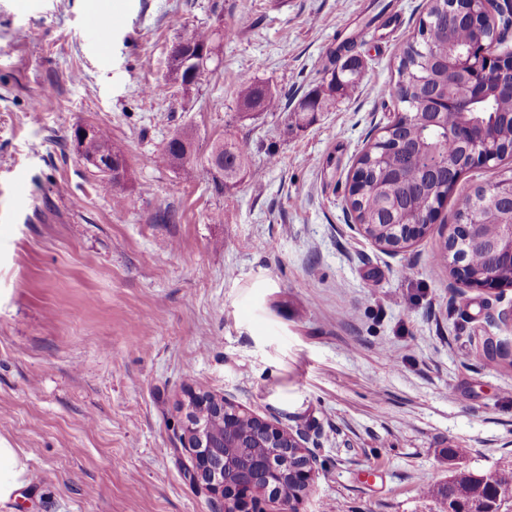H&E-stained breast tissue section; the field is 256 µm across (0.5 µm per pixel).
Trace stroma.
<instances>
[{
  "label": "stroma",
  "mask_w": 512,
  "mask_h": 512,
  "mask_svg": "<svg viewBox=\"0 0 512 512\" xmlns=\"http://www.w3.org/2000/svg\"><path fill=\"white\" fill-rule=\"evenodd\" d=\"M428 0H0V438L31 483L0 512H222L190 480L185 388L305 432L297 512H446L435 477L512 466V286L456 283L433 256L512 155L459 177L428 232L391 252L354 229L356 161L401 104L386 89ZM111 25L99 47L87 20ZM222 31L191 92L169 70ZM357 89L297 120L346 36ZM280 95L243 115L242 82ZM124 144L122 205L73 146ZM190 128L246 142L217 192L157 165ZM171 212L170 223L157 217Z\"/></svg>",
  "instance_id": "1"
}]
</instances>
